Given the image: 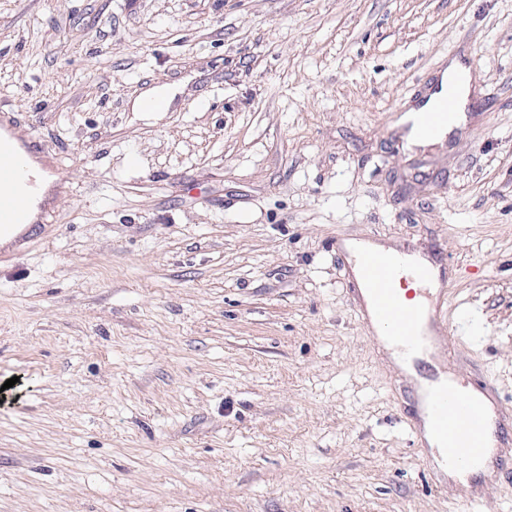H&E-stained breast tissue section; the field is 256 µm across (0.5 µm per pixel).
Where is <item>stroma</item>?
I'll return each instance as SVG.
<instances>
[{
	"label": "stroma",
	"mask_w": 512,
	"mask_h": 512,
	"mask_svg": "<svg viewBox=\"0 0 512 512\" xmlns=\"http://www.w3.org/2000/svg\"><path fill=\"white\" fill-rule=\"evenodd\" d=\"M0 107L57 172L0 262V512H468L332 246L438 266L449 371L512 408V0H0ZM472 486L512 512L511 461ZM462 68V64L454 62L448 68L444 69L441 72L439 80V90L436 93H433L428 102L418 110L412 109L400 117V123L409 126L408 141L410 144L415 146H425L439 142L443 140L447 133L462 120L460 112H464L465 110L469 92L468 83H463L459 80ZM449 86H451L458 98V112H456L457 102L455 95L451 92H447ZM440 98L441 100L439 101ZM438 101L439 103L437 105L426 112H423L421 115V123L426 130L432 129L440 120L448 118V114L454 112H456V114L451 115L448 118V123L439 127L433 134L425 136L421 133L419 127L420 112L432 107ZM171 100V93L168 89L157 87L146 92L138 101L133 104L136 112H161L166 111ZM151 103V105H149Z\"/></svg>",
	"instance_id": "1"
}]
</instances>
